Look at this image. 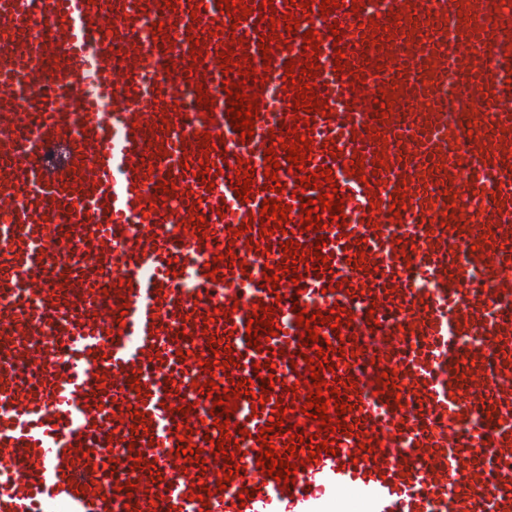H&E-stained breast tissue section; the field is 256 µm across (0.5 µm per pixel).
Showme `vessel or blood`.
I'll return each instance as SVG.
<instances>
[{"label": "vessel or blood", "instance_id": "obj_1", "mask_svg": "<svg viewBox=\"0 0 512 512\" xmlns=\"http://www.w3.org/2000/svg\"><path fill=\"white\" fill-rule=\"evenodd\" d=\"M244 2L242 20L217 0L158 13L151 0H0L1 24L35 30L0 47V512H344L351 499L359 512H512V0H338L325 15L322 0ZM427 12L435 25L414 31ZM287 14L298 29L286 30ZM310 29L315 51L303 43ZM312 59L308 83L328 112L298 126L284 65ZM57 61L65 83L54 88ZM229 82L259 103L251 138L231 124ZM200 87L212 108L187 111ZM384 90L398 94L385 125L374 104ZM296 136L311 140L302 166L281 147ZM270 147L277 194L264 188ZM380 151L387 166L374 163ZM358 156L364 182L348 172ZM242 159L254 171L243 200ZM321 168L332 184L301 187ZM333 189L345 226L324 211L319 231H302V199ZM273 198L289 212L264 236L262 203ZM290 240L305 261L285 256ZM291 264L299 281L266 285V272ZM262 305L277 334L256 349L246 327ZM336 306L340 328L321 325L303 344L297 310ZM322 347L334 364L322 397L351 381L353 434L303 413L307 359ZM385 372L399 396L379 393ZM241 379L246 392L217 428L205 383ZM280 406L284 427L335 447L297 446L289 486L257 464L258 434ZM187 430L204 463L177 457ZM227 453L239 468L229 477ZM247 489L252 500L240 501Z\"/></svg>", "mask_w": 512, "mask_h": 512}]
</instances>
